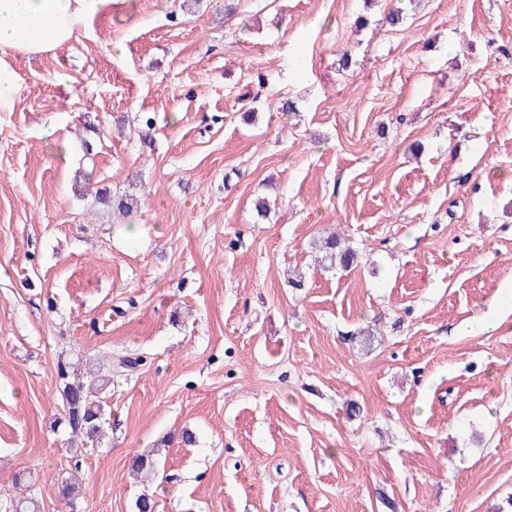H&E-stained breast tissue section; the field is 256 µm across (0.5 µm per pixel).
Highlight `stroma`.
Here are the masks:
<instances>
[{"instance_id": "obj_1", "label": "stroma", "mask_w": 512, "mask_h": 512, "mask_svg": "<svg viewBox=\"0 0 512 512\" xmlns=\"http://www.w3.org/2000/svg\"><path fill=\"white\" fill-rule=\"evenodd\" d=\"M14 65L0 512L18 482L41 512H136L143 494L155 512L505 504L512 0H125ZM332 231L351 270L314 259ZM105 351L147 362L113 374L106 436L76 452L55 366ZM152 450L145 485L131 460ZM74 473L70 507L55 488Z\"/></svg>"}]
</instances>
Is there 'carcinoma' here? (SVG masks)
<instances>
[{
    "instance_id": "1",
    "label": "carcinoma",
    "mask_w": 512,
    "mask_h": 512,
    "mask_svg": "<svg viewBox=\"0 0 512 512\" xmlns=\"http://www.w3.org/2000/svg\"><path fill=\"white\" fill-rule=\"evenodd\" d=\"M318 262L329 267L349 268L357 262L358 255L345 245L340 234L334 232L318 244ZM142 359L123 357L117 361L106 360L102 369H87L88 380L75 373V366L63 359L56 364V374L59 380L63 413L60 421L69 432L70 446L95 445L101 439L106 424L105 401L102 394L112 383V366L120 369L133 368ZM136 477L146 481L158 474V462L149 455H140L132 464ZM11 512H40L38 501L25 495H16L10 500Z\"/></svg>"
}]
</instances>
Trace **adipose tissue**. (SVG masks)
Masks as SVG:
<instances>
[{"instance_id":"1","label":"adipose tissue","mask_w":512,"mask_h":512,"mask_svg":"<svg viewBox=\"0 0 512 512\" xmlns=\"http://www.w3.org/2000/svg\"><path fill=\"white\" fill-rule=\"evenodd\" d=\"M119 0H0V116L14 112L19 75L11 57L56 51Z\"/></svg>"}]
</instances>
